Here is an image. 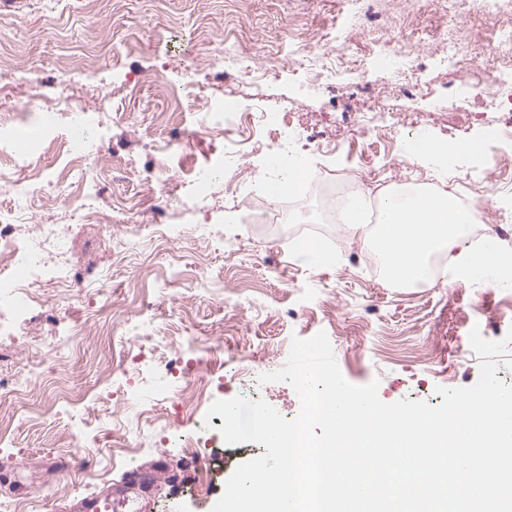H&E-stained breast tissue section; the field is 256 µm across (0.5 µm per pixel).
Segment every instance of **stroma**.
<instances>
[{
	"label": "stroma",
	"mask_w": 512,
	"mask_h": 512,
	"mask_svg": "<svg viewBox=\"0 0 512 512\" xmlns=\"http://www.w3.org/2000/svg\"><path fill=\"white\" fill-rule=\"evenodd\" d=\"M351 0H0V60L24 68L5 101H65L89 108L110 94L101 141L104 158L121 162L106 212L111 228L74 231V264L86 277L70 307L39 308L28 336L0 338V374L36 360L40 378L22 401L0 402V500L33 512H69L81 497L142 476L153 487L142 512H212L224 484L262 445L216 439L202 460L182 452L209 406L257 391L281 415L300 410L285 382L259 384L281 369L292 337L328 335L344 378L379 383V397L438 405L437 387H467L480 360L469 333L502 339L512 329V290L443 274L417 288H394L363 269L365 244L345 225L325 222L321 191L301 201L276 228L229 224L238 199L216 182L211 197L187 204L188 190L156 197L158 141L224 96L250 112L277 111L283 128H302L292 152L369 184H435L428 168L400 158V138L426 131L441 141L479 139L503 159L491 125L512 122L494 104L495 87L459 105L460 72L439 66L451 36L471 48L469 70L484 69L492 25L468 0H364L359 27ZM23 25H16V18ZM418 79L413 92L357 85L352 73L373 67L391 30ZM311 39L340 37L341 54L288 45V31ZM335 69V85L317 81ZM449 179L472 183L484 226L512 247V184L487 179L480 163L452 167ZM198 224L220 239L190 235ZM335 237L332 262L311 265L289 236ZM135 252L110 254L109 234ZM112 293L98 297L95 281ZM83 334L59 356L41 340ZM171 369L181 381L165 396L151 380Z\"/></svg>",
	"instance_id": "35a3bbf8"
}]
</instances>
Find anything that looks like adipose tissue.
I'll list each match as a JSON object with an SVG mask.
<instances>
[{"label": "adipose tissue", "instance_id": "obj_1", "mask_svg": "<svg viewBox=\"0 0 512 512\" xmlns=\"http://www.w3.org/2000/svg\"><path fill=\"white\" fill-rule=\"evenodd\" d=\"M482 152L480 141L460 139L445 143L425 131L404 136L398 143L400 157L429 166L442 181L448 178L449 166L480 158ZM305 167L306 159L302 156L286 162L276 157L269 158L260 187L272 199L290 193L301 179Z\"/></svg>", "mask_w": 512, "mask_h": 512}]
</instances>
